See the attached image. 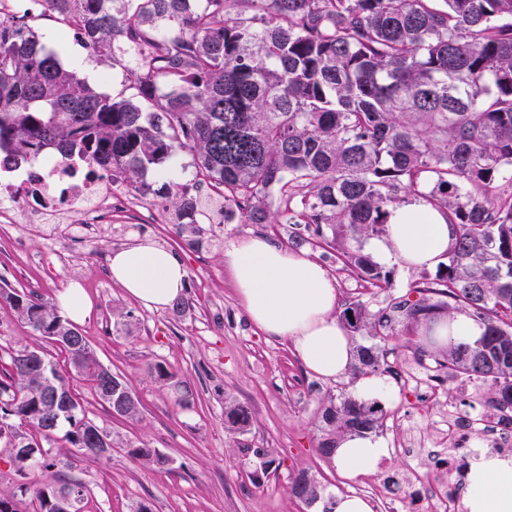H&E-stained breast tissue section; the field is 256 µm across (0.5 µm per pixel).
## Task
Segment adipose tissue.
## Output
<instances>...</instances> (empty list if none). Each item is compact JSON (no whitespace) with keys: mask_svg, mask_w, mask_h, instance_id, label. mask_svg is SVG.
Segmentation results:
<instances>
[{"mask_svg":"<svg viewBox=\"0 0 512 512\" xmlns=\"http://www.w3.org/2000/svg\"><path fill=\"white\" fill-rule=\"evenodd\" d=\"M453 229L446 215L423 201L396 207L374 252L403 266L432 269L447 257ZM224 267L249 321L267 338L291 342L305 370L325 379L342 374L351 360V342L336 317V281L308 253L287 248L263 235L227 241ZM113 282L148 308L181 299L186 268L179 254L141 237L114 249L109 257ZM428 345L475 342L484 325L466 312L437 316L422 329ZM382 439L365 433L342 440L334 459L341 475L355 480L373 473L389 458ZM466 512H512V459L482 455L467 475Z\"/></svg>","mask_w":512,"mask_h":512,"instance_id":"1","label":"adipose tissue"}]
</instances>
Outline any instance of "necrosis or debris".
<instances>
[{
    "label": "necrosis or debris",
    "mask_w": 512,
    "mask_h": 512,
    "mask_svg": "<svg viewBox=\"0 0 512 512\" xmlns=\"http://www.w3.org/2000/svg\"><path fill=\"white\" fill-rule=\"evenodd\" d=\"M117 193L111 178L91 175L88 166L73 169L67 162L47 159L38 170L0 183V221L27 224L40 234L46 233L48 225L68 223L73 212L82 215L85 226L108 224ZM446 425L448 450L441 471L447 483L425 488L423 494L431 512H460L456 487L473 455L472 449L463 447V440L477 433L484 438L488 452L512 455V440L500 435V423L494 417L468 419L452 408Z\"/></svg>",
    "instance_id": "1"
}]
</instances>
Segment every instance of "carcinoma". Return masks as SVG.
Listing matches in <instances>:
<instances>
[{"label": "carcinoma", "mask_w": 512, "mask_h": 512, "mask_svg": "<svg viewBox=\"0 0 512 512\" xmlns=\"http://www.w3.org/2000/svg\"><path fill=\"white\" fill-rule=\"evenodd\" d=\"M20 16L0 18V167L46 152L112 171V183L145 195L151 169L168 179L169 221L199 248L202 201L224 216L236 208L249 224H313L315 245L336 251L369 288L390 273L364 252L408 196L448 213L455 231L436 279L372 312L349 303L340 320L371 341L356 347L355 369H379L385 347L410 348L455 376L490 381L488 401L512 410V0H33ZM49 15L91 53L125 72L116 96L96 91L41 43L27 19ZM192 154L193 184L167 167ZM278 195L271 210L267 198ZM0 306L45 341L75 333L43 296L0 285ZM468 311L485 325L474 343L430 350L416 342L436 315ZM63 362L27 347L0 358V441L19 435L16 471L27 482L0 492V506L35 493L40 512H59L58 493L81 512L88 488L57 487L36 475L60 461L42 442L61 437L74 453L98 458L94 434L107 436L84 410L61 366L95 396L124 378L88 346H56ZM156 380L182 390L166 366ZM67 404L53 399L55 391ZM385 413L348 396L322 414L320 454L332 459L347 435L372 431ZM227 428L245 432L251 413L224 409ZM134 460L164 466L156 449L128 448ZM292 491L315 499L304 477Z\"/></svg>", "instance_id": "1"}]
</instances>
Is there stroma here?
<instances>
[{
  "mask_svg": "<svg viewBox=\"0 0 512 512\" xmlns=\"http://www.w3.org/2000/svg\"><path fill=\"white\" fill-rule=\"evenodd\" d=\"M31 25L47 48L64 41V64L76 68L98 91L116 95L124 90L122 71L108 58L90 54L76 35L61 36L53 18L38 17ZM147 179L151 192L129 193L134 209L113 213L111 225L96 237L50 242L16 226L0 228V278L47 299L58 298L70 283H80L93 309L79 330L99 361L126 378L141 402L137 420L115 418L85 382L71 377L89 417L110 435L112 449L78 462L63 441L53 442L51 453L59 465L43 475V482L57 485L70 478L85 483L90 489L85 512H137L143 504L150 512H323L339 493L361 495L384 484L404 501L414 496L417 484L434 485L437 471L417 468L400 446L411 435L429 442L448 404L477 414L473 382L451 377L432 395L422 396L392 374L410 359V352L387 355L383 375L395 397L383 402L386 416L376 434L387 441L391 456L360 481L344 480L334 461L318 451L321 414L329 401L354 393L357 376L349 370L333 380L312 376L289 342L269 339L253 326L236 299L220 247L223 241L250 235H265L287 246L292 237L305 234V226L249 224L235 215L224 224L206 225L207 234L219 243L197 250L165 221L167 180L152 173ZM141 232L183 258L184 298L190 304L184 314L169 307L146 308L112 281L110 252ZM309 254L335 277L339 305L359 298L374 312L401 298L417 299V287L436 275L435 270L406 269L384 257L381 265L393 271L390 287L367 290L343 269L334 252L313 247ZM157 363L190 383L195 397L189 406L179 405L175 390L155 380L150 369ZM230 403L250 410L246 433L225 429L224 408ZM142 442L163 455L166 465L134 461L128 448ZM267 458L273 461L268 469L263 466ZM301 476L323 488L321 499L309 503L293 494L292 485Z\"/></svg>",
  "mask_w": 512,
  "mask_h": 512,
  "instance_id": "1",
  "label": "stroma"
}]
</instances>
